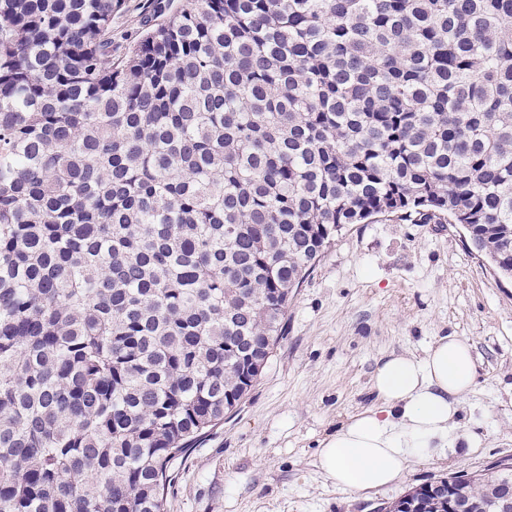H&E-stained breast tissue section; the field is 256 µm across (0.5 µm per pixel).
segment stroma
Returning a JSON list of instances; mask_svg holds the SVG:
<instances>
[{"label":"stroma","instance_id":"1","mask_svg":"<svg viewBox=\"0 0 512 512\" xmlns=\"http://www.w3.org/2000/svg\"><path fill=\"white\" fill-rule=\"evenodd\" d=\"M112 52L146 25L152 0H122ZM472 342L481 362L460 428L480 442L466 457L415 464L403 482L336 488L320 441L375 397L376 362L424 356L440 336ZM512 463V282L471 252L458 224H350L296 289L284 336L235 412L175 465L166 512H377L427 482Z\"/></svg>","mask_w":512,"mask_h":512}]
</instances>
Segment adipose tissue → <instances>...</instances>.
<instances>
[{"instance_id":"adipose-tissue-1","label":"adipose tissue","mask_w":512,"mask_h":512,"mask_svg":"<svg viewBox=\"0 0 512 512\" xmlns=\"http://www.w3.org/2000/svg\"><path fill=\"white\" fill-rule=\"evenodd\" d=\"M478 372L470 342L453 335L437 337L421 357L380 359L371 378L375 402L321 443L326 478L339 489L379 491L412 463L467 454L478 440L461 432V409Z\"/></svg>"}]
</instances>
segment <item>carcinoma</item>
<instances>
[{
    "label": "carcinoma",
    "mask_w": 512,
    "mask_h": 512,
    "mask_svg": "<svg viewBox=\"0 0 512 512\" xmlns=\"http://www.w3.org/2000/svg\"><path fill=\"white\" fill-rule=\"evenodd\" d=\"M120 6L0 0V512H165L347 224L512 278V0H153L114 57Z\"/></svg>",
    "instance_id": "1"
}]
</instances>
